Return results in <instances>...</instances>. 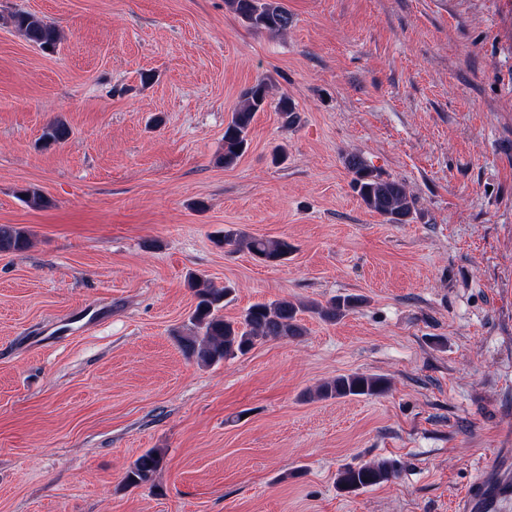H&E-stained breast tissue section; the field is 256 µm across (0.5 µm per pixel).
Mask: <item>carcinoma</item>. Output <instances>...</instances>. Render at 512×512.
I'll use <instances>...</instances> for the list:
<instances>
[{
	"instance_id": "carcinoma-1",
	"label": "carcinoma",
	"mask_w": 512,
	"mask_h": 512,
	"mask_svg": "<svg viewBox=\"0 0 512 512\" xmlns=\"http://www.w3.org/2000/svg\"><path fill=\"white\" fill-rule=\"evenodd\" d=\"M230 9L256 31L282 34L292 25V16L278 0H227ZM15 31L28 42L45 51H53L60 34L52 22L29 12L12 15ZM269 86L257 81L247 89L234 107L231 119L224 128V147L219 162L228 168L235 165L249 146V135L257 112L263 110ZM71 135L70 127L61 120L48 124L42 134L44 146L62 144ZM351 175V183L362 203L382 216L389 224H407L412 218L414 204L406 186L387 178L373 169L357 153L343 157ZM23 202L33 209H43L49 200L35 188L21 190ZM224 243L247 252L258 260L279 264L288 259L294 246L284 238L267 239L247 234L240 229L224 230ZM29 247V233L22 227L0 224V253L24 251ZM196 304L183 326L178 342L183 352L197 362L211 366L228 359L246 355L256 344L272 338H294L304 333L300 314L308 312L326 322L342 319L359 307L363 299L357 295L338 296L326 304L295 303L288 299L258 302L245 310L237 320H226L220 314L224 299L231 293L228 287L217 288L207 281L193 283ZM386 382L379 377L358 373L336 377L320 385L319 397H367L382 393ZM161 453L149 449L140 455L125 476V483L140 487L153 482L161 466ZM397 462L382 458L358 467L339 470L336 486L346 492H356L389 481L397 473Z\"/></svg>"
}]
</instances>
